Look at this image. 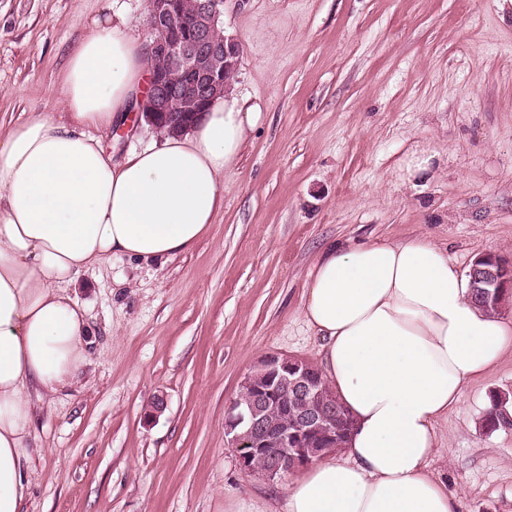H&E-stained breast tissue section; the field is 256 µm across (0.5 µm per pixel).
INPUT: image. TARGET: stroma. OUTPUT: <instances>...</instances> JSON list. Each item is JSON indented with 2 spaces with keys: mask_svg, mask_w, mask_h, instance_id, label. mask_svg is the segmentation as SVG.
<instances>
[{
  "mask_svg": "<svg viewBox=\"0 0 512 512\" xmlns=\"http://www.w3.org/2000/svg\"><path fill=\"white\" fill-rule=\"evenodd\" d=\"M147 13L0 0V125L61 111L72 48L117 14L147 36ZM219 25L239 46L232 89L267 118L193 250L82 274L90 362L38 417L22 512H272L274 482L241 470L224 424L263 356L320 364L301 317L317 257L423 236L465 271L512 262V0H224ZM420 149L435 168L411 183ZM494 392L512 394V350L437 424L430 471L458 512H512V429L482 428Z\"/></svg>",
  "mask_w": 512,
  "mask_h": 512,
  "instance_id": "35a3bbf8",
  "label": "stroma"
}]
</instances>
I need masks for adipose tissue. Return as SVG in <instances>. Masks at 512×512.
I'll return each instance as SVG.
<instances>
[{
  "mask_svg": "<svg viewBox=\"0 0 512 512\" xmlns=\"http://www.w3.org/2000/svg\"><path fill=\"white\" fill-rule=\"evenodd\" d=\"M146 47L125 22L101 27L67 59L63 113L33 112L0 134V512H21L30 492L46 398L89 362L92 331L68 286L115 256L193 249L265 119L228 90L188 130L113 157L100 133L130 127L149 95ZM468 293L423 237L340 243L317 258L302 316L356 429L346 459L328 454L283 488L282 512H457L429 470L437 422L512 348V321Z\"/></svg>",
  "mask_w": 512,
  "mask_h": 512,
  "instance_id": "adipose-tissue-1",
  "label": "adipose tissue"
}]
</instances>
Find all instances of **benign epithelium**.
Wrapping results in <instances>:
<instances>
[{
  "label": "benign epithelium",
  "mask_w": 512,
  "mask_h": 512,
  "mask_svg": "<svg viewBox=\"0 0 512 512\" xmlns=\"http://www.w3.org/2000/svg\"><path fill=\"white\" fill-rule=\"evenodd\" d=\"M224 0H148L150 94L140 112L157 132L179 131L224 95L230 80L224 60L238 44L216 27ZM496 267L475 265L470 275L487 287L512 288ZM258 378L247 375L225 419L241 468L275 480L308 465L330 437L329 420L316 404L321 392L314 365L269 354L257 364ZM299 409L288 413V407ZM249 421L248 435L236 432Z\"/></svg>",
  "instance_id": "7a95c632"
}]
</instances>
